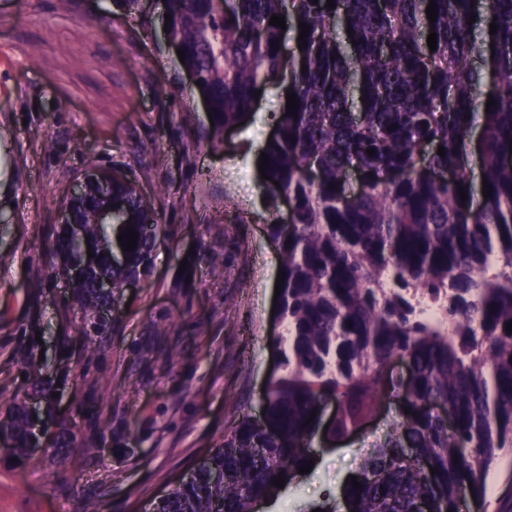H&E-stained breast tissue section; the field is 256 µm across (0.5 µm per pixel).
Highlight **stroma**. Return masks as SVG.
Here are the masks:
<instances>
[{
	"instance_id": "stroma-1",
	"label": "stroma",
	"mask_w": 512,
	"mask_h": 512,
	"mask_svg": "<svg viewBox=\"0 0 512 512\" xmlns=\"http://www.w3.org/2000/svg\"><path fill=\"white\" fill-rule=\"evenodd\" d=\"M105 0H0V405L30 399L32 370L59 383L56 408L76 438L0 462V512H153L262 393L282 327L272 307L279 247L257 159L283 95L256 103L251 123L212 140L210 123L163 40L134 17L102 19ZM128 175L159 213L163 235L130 303L85 348L53 250L59 207L89 164ZM40 334L44 357L18 364ZM400 418L383 408L360 433L325 449L279 512H309Z\"/></svg>"
}]
</instances>
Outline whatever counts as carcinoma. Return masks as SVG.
<instances>
[{"label": "carcinoma", "instance_id": "cac0c4a2", "mask_svg": "<svg viewBox=\"0 0 512 512\" xmlns=\"http://www.w3.org/2000/svg\"><path fill=\"white\" fill-rule=\"evenodd\" d=\"M167 0L168 35L184 51L182 67L208 104L212 135L246 126L256 91H291L296 116L273 114L275 131L264 190L272 202L270 235L279 243L285 281L278 315L287 335L272 340L280 358L264 392L265 422L244 420L189 481L159 501L156 512H254L273 495L272 481L312 459L309 440L334 443L360 427L386 400L402 414L394 431L360 461L348 486L349 512H458L482 500L491 467L512 454V0H486L480 24L468 23L471 0ZM141 0H107L106 16L132 15ZM309 26L307 46L282 67L281 28ZM497 31L489 34V24ZM437 34L436 50L427 45ZM306 70H301V67ZM495 105L486 107L487 100ZM483 179L492 193L478 206L463 151L475 122ZM451 171L438 181L418 167ZM443 146L445 156L437 154ZM375 154H368L369 150ZM364 189L348 205L346 173ZM293 222L278 221V201ZM114 223L101 224L99 192L76 206L84 238L57 233L53 247L73 262L93 253L95 268L72 303L85 317L120 307L122 288L151 259L157 225L153 204L130 183H112ZM138 233L126 262L111 260L125 227ZM112 280L103 294L97 280ZM438 305L442 323L421 316ZM393 357L410 368L405 384L386 377ZM333 399L336 420L324 418ZM448 407L455 427L431 411ZM318 413H313V409ZM43 438L48 421L13 403L0 420L11 459L34 444L65 455L74 441L65 420ZM435 473H430V470Z\"/></svg>", "mask_w": 512, "mask_h": 512}]
</instances>
